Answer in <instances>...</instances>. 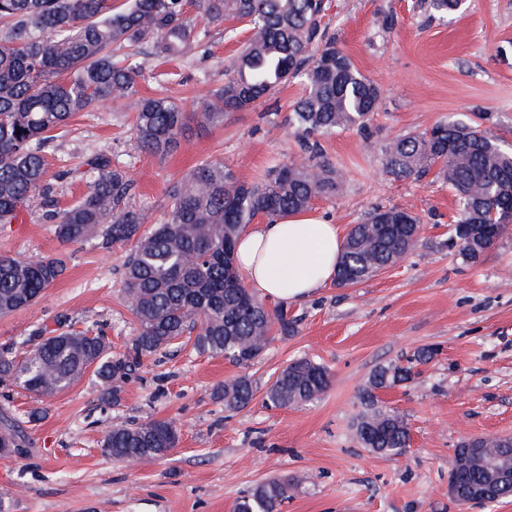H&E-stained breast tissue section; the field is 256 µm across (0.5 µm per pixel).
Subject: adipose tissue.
Wrapping results in <instances>:
<instances>
[{
	"instance_id": "adipose-tissue-1",
	"label": "adipose tissue",
	"mask_w": 512,
	"mask_h": 512,
	"mask_svg": "<svg viewBox=\"0 0 512 512\" xmlns=\"http://www.w3.org/2000/svg\"><path fill=\"white\" fill-rule=\"evenodd\" d=\"M342 245L338 225L293 214L244 230L235 259L258 296L289 304L308 299L335 279Z\"/></svg>"
}]
</instances>
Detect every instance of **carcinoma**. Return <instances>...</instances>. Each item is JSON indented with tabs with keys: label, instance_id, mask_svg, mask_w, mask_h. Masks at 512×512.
<instances>
[{
	"label": "carcinoma",
	"instance_id": "obj_1",
	"mask_svg": "<svg viewBox=\"0 0 512 512\" xmlns=\"http://www.w3.org/2000/svg\"><path fill=\"white\" fill-rule=\"evenodd\" d=\"M191 5L197 9L193 17L186 0H0V224L14 223L36 202L63 241L96 235L103 248L130 246L123 285L138 323L122 356L112 355L102 331L75 330L65 317L36 325L22 342L23 356L0 350L1 385L48 398L90 370L103 388L102 399L115 404L119 383L131 378L142 358L185 340L199 354L247 367L269 346L273 331L283 336L295 331L286 310L269 311L229 272L224 250L234 251L237 237L257 215L276 221L342 190L334 167L320 159L318 137L367 127L381 90L320 30L322 0H192ZM464 7V0H427L433 16ZM227 21L243 24L251 35L200 111L187 113L164 94L142 95L140 82L152 75L154 60L206 52L210 26ZM290 79L304 82L288 123L301 132L305 157L253 182L239 180L220 161H203L170 183L165 220L147 228L146 212L132 203L129 173L112 163V155L97 151L85 158L80 172L87 192L75 204L59 206L47 179L46 149L75 114L116 103L132 114L139 148L166 156L178 147L188 120L219 125L224 115L250 107ZM381 154L383 171L396 179L437 169L458 199L448 245L467 262L480 261L512 233V152L501 148L490 127L440 122L387 141ZM420 230L418 217L406 209H372L346 236L336 285L360 284L393 265L417 246ZM64 271L59 257L0 256V316L34 304ZM434 354L424 348L404 364L373 372L355 424L363 447L390 459L405 453L408 424L377 391L412 381L415 368ZM329 384L324 366L295 359L266 388L264 401L280 408L310 403ZM255 393L247 375L226 382L224 408L241 410ZM24 424L1 413L0 448L26 454L30 438ZM177 438L169 421L117 422L100 447L105 455L136 465L167 455ZM474 443L491 456L502 447L512 454L511 439L486 437L461 441L454 456ZM296 487L293 477L269 479L237 500L234 512H281Z\"/></svg>",
	"mask_w": 512,
	"mask_h": 512
}]
</instances>
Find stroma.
<instances>
[{
    "instance_id": "obj_1",
    "label": "stroma",
    "mask_w": 512,
    "mask_h": 512,
    "mask_svg": "<svg viewBox=\"0 0 512 512\" xmlns=\"http://www.w3.org/2000/svg\"><path fill=\"white\" fill-rule=\"evenodd\" d=\"M386 17L391 26H382ZM320 27L380 86L381 98L367 129L321 137L343 191L315 200L311 211L346 232L373 207L405 208L421 219L419 245L365 283H330L289 306L294 333L275 336L249 370L186 348L143 359L109 407L89 374L49 398L0 389V409L41 413L26 425L28 453L0 457V487L14 492L11 512H233L253 487L283 475L301 485L282 512H512V498L463 509L448 494L462 440L512 437V236L478 263L465 262L448 245L457 211L452 190L433 172L407 180L385 175L378 150L437 122L487 112L512 151V0H467L463 11L441 18L430 17L426 0H325ZM249 37L241 28L230 34L211 27L206 54L160 64L142 81L143 92L164 90L184 111H198ZM301 92L295 80L227 114L221 126L192 128L163 159L141 152L125 114L104 103L78 113L69 134L54 142L49 174L69 206L87 190L74 176L84 155L110 152L134 181V204L154 223L167 209L169 184L200 162H224L250 182L297 159L299 136L287 118ZM127 252L94 240L64 242L34 207L0 224V256L37 253L67 262L38 302L0 317V347L65 315L79 329L101 326L113 354L124 353L137 328L121 281ZM427 346L437 353L418 376L381 394L405 416L409 448L394 459L363 448L353 427L361 389L377 366ZM302 357L331 376L313 403L272 408L258 397L231 413L215 395L245 372L265 390ZM150 419L178 429L166 456L130 466L102 453L109 424Z\"/></svg>"
}]
</instances>
